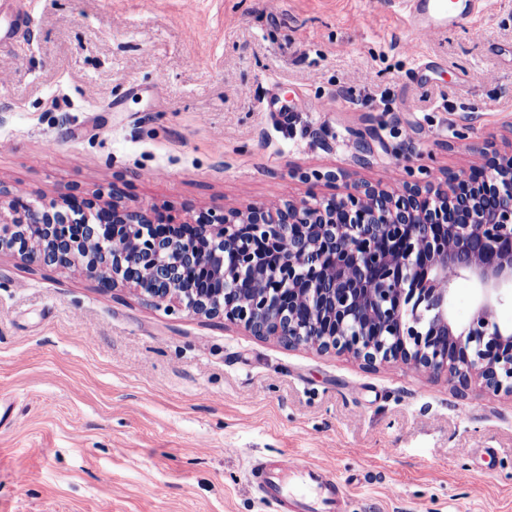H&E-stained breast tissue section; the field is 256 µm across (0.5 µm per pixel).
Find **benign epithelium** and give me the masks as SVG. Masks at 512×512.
<instances>
[{
	"label": "benign epithelium",
	"mask_w": 512,
	"mask_h": 512,
	"mask_svg": "<svg viewBox=\"0 0 512 512\" xmlns=\"http://www.w3.org/2000/svg\"><path fill=\"white\" fill-rule=\"evenodd\" d=\"M483 156L435 186L360 185L299 206L199 210L181 222L69 194L38 208L18 192L0 198V249L45 265L105 267L110 286L259 338L512 395V327L494 318L512 292V152ZM202 271L221 288L186 296ZM460 280L480 291L465 323L451 310Z\"/></svg>",
	"instance_id": "benign-epithelium-1"
}]
</instances>
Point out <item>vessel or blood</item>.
Listing matches in <instances>:
<instances>
[{
	"label": "vessel or blood",
	"instance_id": "vessel-or-blood-1",
	"mask_svg": "<svg viewBox=\"0 0 512 512\" xmlns=\"http://www.w3.org/2000/svg\"><path fill=\"white\" fill-rule=\"evenodd\" d=\"M479 0H404L418 35L441 33L473 14ZM252 475L262 499L278 504L281 512H338L343 489L337 477L319 465L301 464L288 457L254 469Z\"/></svg>",
	"mask_w": 512,
	"mask_h": 512
}]
</instances>
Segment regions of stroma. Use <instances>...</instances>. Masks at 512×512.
Listing matches in <instances>:
<instances>
[{
	"label": "stroma",
	"instance_id": "35a3bbf8",
	"mask_svg": "<svg viewBox=\"0 0 512 512\" xmlns=\"http://www.w3.org/2000/svg\"><path fill=\"white\" fill-rule=\"evenodd\" d=\"M11 2L0 191L41 203L297 202L422 185L512 140V0L428 38L397 0ZM3 412L0 512H280L251 468L283 456L332 468L342 512H512V396L6 251Z\"/></svg>",
	"mask_w": 512,
	"mask_h": 512
}]
</instances>
